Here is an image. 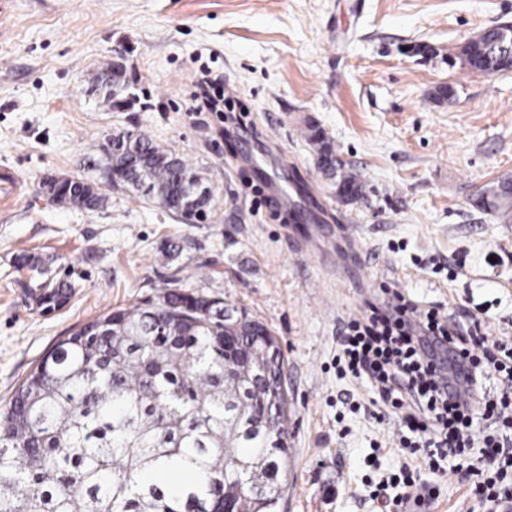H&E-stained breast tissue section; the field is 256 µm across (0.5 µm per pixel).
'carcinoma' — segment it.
Instances as JSON below:
<instances>
[{"label":"carcinoma","instance_id":"obj_1","mask_svg":"<svg viewBox=\"0 0 512 512\" xmlns=\"http://www.w3.org/2000/svg\"><path fill=\"white\" fill-rule=\"evenodd\" d=\"M512 32L482 30L461 49L473 72L489 75L512 65L502 47ZM318 167L340 176L338 191L362 194L360 177L345 171L324 132L309 126ZM114 182L159 205L184 224L202 220L212 195L191 201L202 183L185 159L131 134ZM59 199L93 209L98 194L80 177L58 188ZM477 204L508 214L512 180L487 187ZM38 300L62 307L72 285L49 281ZM235 307L216 297L174 289L135 310L119 309L60 341L0 409V512H277L288 448L263 422L269 383L240 367L249 337L264 325L237 331ZM238 336L235 350L224 337ZM192 467L196 479L174 487L169 473Z\"/></svg>","mask_w":512,"mask_h":512}]
</instances>
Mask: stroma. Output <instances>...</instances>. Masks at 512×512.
<instances>
[{
	"instance_id": "stroma-1",
	"label": "stroma",
	"mask_w": 512,
	"mask_h": 512,
	"mask_svg": "<svg viewBox=\"0 0 512 512\" xmlns=\"http://www.w3.org/2000/svg\"><path fill=\"white\" fill-rule=\"evenodd\" d=\"M512 23V0H0V170L22 184L0 206V408L40 358L82 325L167 289L224 299L276 336L288 390L281 512H495L452 470L401 447L399 415L375 418L368 382L336 369L344 321L392 290L421 308L481 314L512 342V220L478 207L512 176V71L479 75L459 46ZM124 54L127 89L95 76ZM223 77L249 125L212 141L189 109L197 70ZM449 86L452 96L439 88ZM316 121L363 197L345 201L316 165ZM143 131L213 192L184 224L115 187L102 146ZM80 176L95 210L49 201L50 177ZM273 179L310 219L285 224L259 192ZM180 245L173 262L167 242ZM71 283L61 309L43 282ZM416 470L422 508L389 480Z\"/></svg>"
}]
</instances>
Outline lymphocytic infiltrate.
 <instances>
[{"label":"lymphocytic infiltrate","instance_id":"1","mask_svg":"<svg viewBox=\"0 0 512 512\" xmlns=\"http://www.w3.org/2000/svg\"><path fill=\"white\" fill-rule=\"evenodd\" d=\"M339 344L343 363L354 378H368L384 407L401 409L413 401L419 413L406 417L402 447L419 452L426 465L441 470L447 458L477 452V462L490 476L476 482L473 493L484 504L512 497V456L504 455L492 435L475 441L472 414L512 425V366L496 356L505 344L488 336L479 318L453 323L434 309L418 310L398 300L369 306L360 318L345 323ZM448 353V366L438 369L435 349ZM466 372L468 400L452 396L449 388L459 372ZM498 375L499 399L480 398L486 376Z\"/></svg>","mask_w":512,"mask_h":512}]
</instances>
